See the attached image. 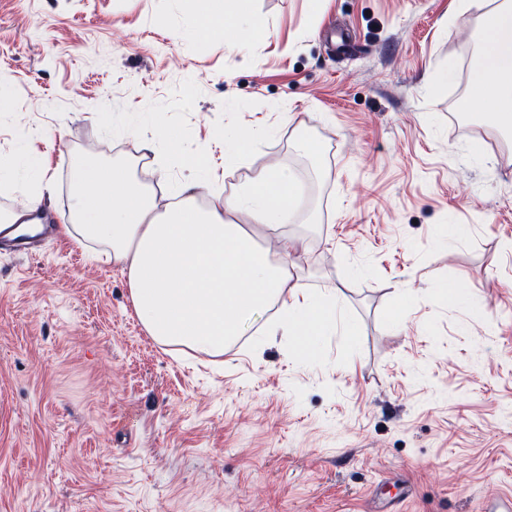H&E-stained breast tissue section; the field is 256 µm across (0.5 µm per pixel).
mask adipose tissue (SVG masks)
<instances>
[{
  "label": "adipose tissue",
  "mask_w": 512,
  "mask_h": 512,
  "mask_svg": "<svg viewBox=\"0 0 512 512\" xmlns=\"http://www.w3.org/2000/svg\"><path fill=\"white\" fill-rule=\"evenodd\" d=\"M197 33L206 35L224 23L230 43L250 39L251 27L238 21L251 15V0H192ZM478 11L480 53L476 59L471 102L487 112L504 133H512V0H459L458 15ZM181 156L176 141L165 140ZM199 176L185 183L179 201L158 212L151 193L137 183L128 166L98 164L75 168V233L78 244L96 242L124 265L133 308L147 333L157 341L220 355L242 336L251 318L278 306L280 317L269 326L312 343L343 330L354 335L338 309V299L301 292L290 255L294 243L279 235L297 209V185L279 167L243 185L221 207L204 209L194 202L199 180L207 179L205 153L181 156ZM271 235L257 241L238 213Z\"/></svg>",
  "instance_id": "ef3b65f1"
}]
</instances>
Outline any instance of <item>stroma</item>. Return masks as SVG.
I'll use <instances>...</instances> for the list:
<instances>
[{
    "label": "stroma",
    "mask_w": 512,
    "mask_h": 512,
    "mask_svg": "<svg viewBox=\"0 0 512 512\" xmlns=\"http://www.w3.org/2000/svg\"><path fill=\"white\" fill-rule=\"evenodd\" d=\"M259 37L187 0H0V212L69 224L73 169L129 165L158 208L209 151L216 205L269 166L309 294L355 337L155 341L122 263L65 233L0 252V512H478L512 497V135L460 110L480 49L456 0H252ZM135 128L136 138L125 137ZM253 134L244 158L224 139ZM309 149H302V142ZM464 285L454 305L445 286ZM197 15V33L205 36L216 23L225 20V38L231 44L251 37L252 27H241L228 17L250 18L251 0H191ZM164 147L168 149L173 156L178 155L182 163L193 169L198 174L202 182L207 180L209 167L207 164L206 154L204 152H199L192 156H184L179 150L176 141L173 139H166L164 141Z\"/></svg>",
    "instance_id": "35a3bbf8"
}]
</instances>
